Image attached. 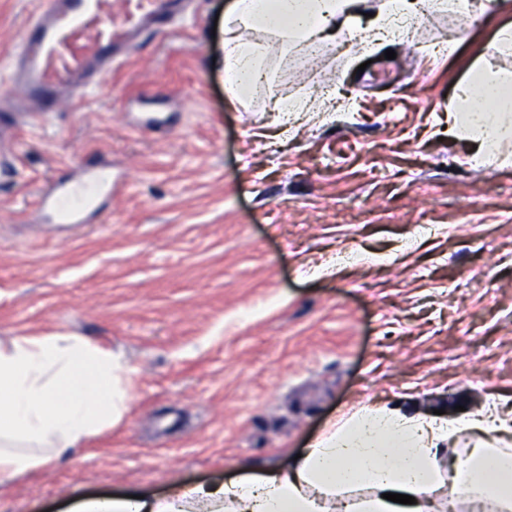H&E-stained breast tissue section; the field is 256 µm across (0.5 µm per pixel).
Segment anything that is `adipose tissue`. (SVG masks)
Masks as SVG:
<instances>
[{"label": "adipose tissue", "mask_w": 512, "mask_h": 512, "mask_svg": "<svg viewBox=\"0 0 512 512\" xmlns=\"http://www.w3.org/2000/svg\"><path fill=\"white\" fill-rule=\"evenodd\" d=\"M358 3L226 0L222 70L233 100L268 81L254 32L317 47L331 29H356ZM448 118L474 144V164H494L512 140V78L475 71ZM126 403L125 366L109 350L70 333L0 341V482L41 466L39 449L82 447L121 420ZM462 436L467 452L449 458ZM392 493L413 501H389ZM448 499L458 512H512V411L493 403L448 417L362 405L329 423L300 458L244 465L231 481L180 484L157 499H91L77 512H439Z\"/></svg>", "instance_id": "obj_1"}]
</instances>
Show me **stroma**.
<instances>
[{
	"label": "stroma",
	"mask_w": 512,
	"mask_h": 512,
	"mask_svg": "<svg viewBox=\"0 0 512 512\" xmlns=\"http://www.w3.org/2000/svg\"><path fill=\"white\" fill-rule=\"evenodd\" d=\"M38 6L0 0V97ZM129 11L112 0L136 33L111 72L0 158V336L111 350L128 409L1 482L0 512L224 482L361 404L512 408V144L484 168L448 130L473 69L512 73L495 45L512 10L432 12L362 51L256 34L272 81L236 104L224 0H162L145 25ZM275 93L318 105L285 117ZM90 161L115 192L83 228L44 225L41 194Z\"/></svg>",
	"instance_id": "stroma-1"
}]
</instances>
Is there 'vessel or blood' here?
<instances>
[{"mask_svg": "<svg viewBox=\"0 0 512 512\" xmlns=\"http://www.w3.org/2000/svg\"><path fill=\"white\" fill-rule=\"evenodd\" d=\"M111 10L112 0H43L11 66L22 101L48 113L59 99L60 87L80 96L111 72L116 44L127 37L126 32L101 24V17ZM112 190L111 171L99 168L59 183L40 204L56 223L78 225L95 200Z\"/></svg>", "mask_w": 512, "mask_h": 512, "instance_id": "1", "label": "vessel or blood"}]
</instances>
